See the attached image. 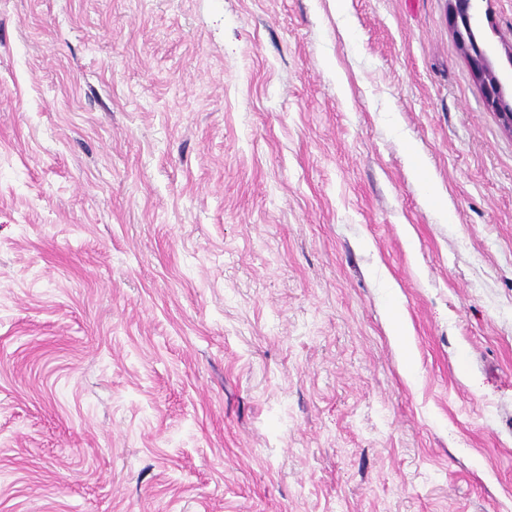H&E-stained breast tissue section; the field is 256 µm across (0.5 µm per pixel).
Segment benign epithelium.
Returning <instances> with one entry per match:
<instances>
[{
	"label": "benign epithelium",
	"instance_id": "benign-epithelium-1",
	"mask_svg": "<svg viewBox=\"0 0 512 512\" xmlns=\"http://www.w3.org/2000/svg\"><path fill=\"white\" fill-rule=\"evenodd\" d=\"M452 23L476 77L485 88L488 107L512 128V51L506 52L507 67L501 71L492 68L490 56L495 48L483 38L482 6L470 0H454Z\"/></svg>",
	"mask_w": 512,
	"mask_h": 512
}]
</instances>
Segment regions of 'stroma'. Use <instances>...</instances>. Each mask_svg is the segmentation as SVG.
Returning a JSON list of instances; mask_svg holds the SVG:
<instances>
[{
	"mask_svg": "<svg viewBox=\"0 0 512 512\" xmlns=\"http://www.w3.org/2000/svg\"><path fill=\"white\" fill-rule=\"evenodd\" d=\"M451 6L0 0V512H512V130Z\"/></svg>",
	"mask_w": 512,
	"mask_h": 512,
	"instance_id": "1",
	"label": "stroma"
}]
</instances>
